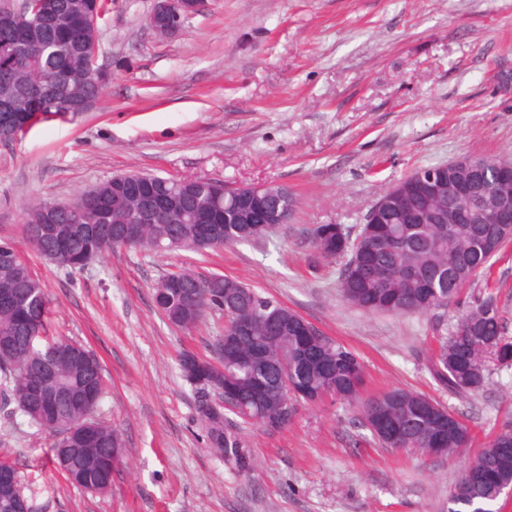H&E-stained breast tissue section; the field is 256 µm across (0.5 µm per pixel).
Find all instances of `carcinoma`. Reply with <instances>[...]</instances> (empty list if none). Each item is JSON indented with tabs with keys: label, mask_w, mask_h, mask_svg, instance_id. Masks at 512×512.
I'll return each mask as SVG.
<instances>
[{
	"label": "carcinoma",
	"mask_w": 512,
	"mask_h": 512,
	"mask_svg": "<svg viewBox=\"0 0 512 512\" xmlns=\"http://www.w3.org/2000/svg\"><path fill=\"white\" fill-rule=\"evenodd\" d=\"M50 18H30L16 28L0 29V136L17 134L36 114L77 111L86 99L99 97L107 77L91 79L90 55L99 33L89 18L102 20L108 0H57ZM59 91L62 105L47 106L46 90ZM483 167L463 161L415 170L399 181L405 187L435 176L443 188L433 195L404 193L381 207L376 223L364 224L358 239L339 225L320 224L308 233L313 261L348 256L340 274V291L350 304L370 313H422L448 305L483 271L512 238V229L493 219L494 202L480 189L509 179L497 172L498 160L483 157ZM477 178V188L464 201L448 187ZM136 187L113 177L85 190L71 202L74 211L56 201H38L26 212L22 237L36 254L58 266L77 270L115 247L155 252L175 250L206 254L238 242L259 241L275 227L290 222L297 199L288 187L270 190L258 209L203 177H160L137 174ZM156 207V219L140 225L138 238L126 242L122 229L137 221L143 200ZM460 212L457 223L448 215ZM15 300L0 309V413L21 417L48 435L47 453L55 469L75 486L93 493L112 489L109 470L122 457L123 439L98 417L107 393L102 366L86 347L55 332L47 289L34 277L27 260L17 255L0 262V295ZM154 299L166 320L191 330L213 309H224L227 324L249 325L237 332L236 347L214 365L187 351L179 360L182 377L214 394L231 385L232 408L197 406L208 444L239 473L255 468L237 429L256 425L279 431L296 409L279 382L288 363L293 388L309 395L334 394L359 407L366 427L383 417L399 429L398 448H431L439 456L464 447L468 427L454 415L430 416L431 398L396 388L363 400V369L358 357L329 337L297 330L300 316L265 297L246 283L220 274L188 269L166 273L154 287ZM490 356L512 363V341L505 336L495 300L476 301L463 313L451 336L430 361L434 380L448 392L466 396L484 383ZM61 387L85 391L83 404L55 403ZM485 469L493 479L460 478L448 495V512H493L498 480L512 478V455H493ZM0 512H33L17 469L0 460Z\"/></svg>",
	"instance_id": "carcinoma-1"
}]
</instances>
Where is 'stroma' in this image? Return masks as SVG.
Listing matches in <instances>:
<instances>
[{
	"instance_id": "35a3bbf8",
	"label": "stroma",
	"mask_w": 512,
	"mask_h": 512,
	"mask_svg": "<svg viewBox=\"0 0 512 512\" xmlns=\"http://www.w3.org/2000/svg\"><path fill=\"white\" fill-rule=\"evenodd\" d=\"M153 0H112L99 62L111 78L87 112L50 116L0 141V241L23 246L36 201L73 200L119 172L201 176L293 190V220L257 243L200 256L119 247L67 271L27 259L48 289L57 331L99 359L110 391L102 420L125 440L112 489L72 486L46 439L0 417V453L33 512H446L448 493L512 419V365L489 361L461 397L432 378L440 338L493 297L512 338V241L447 307L367 314L339 292L343 260L313 263L308 231L357 235L369 207L411 172L460 157L512 161V0H208L183 29L157 35ZM236 278L296 311L360 359L363 397L393 388L438 401L470 430L459 454L382 446L338 400L298 403L288 428L238 434L245 475L207 443L199 391L179 358L212 357L224 314L192 331L169 324L153 289L175 268Z\"/></svg>"
}]
</instances>
